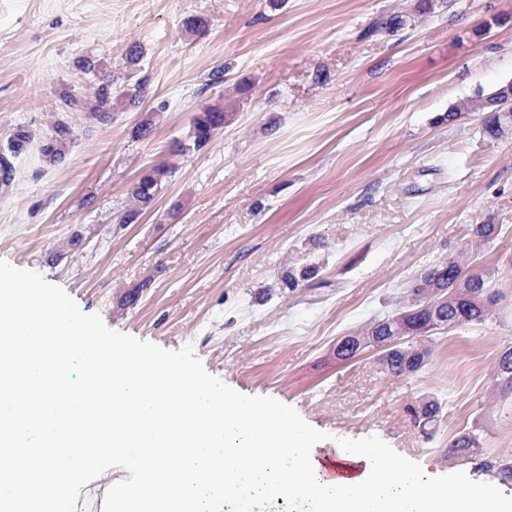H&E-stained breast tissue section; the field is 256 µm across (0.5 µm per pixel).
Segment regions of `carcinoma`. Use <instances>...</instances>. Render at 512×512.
Returning <instances> with one entry per match:
<instances>
[{
    "label": "carcinoma",
    "instance_id": "obj_1",
    "mask_svg": "<svg viewBox=\"0 0 512 512\" xmlns=\"http://www.w3.org/2000/svg\"><path fill=\"white\" fill-rule=\"evenodd\" d=\"M95 111L107 114L112 101V81L108 76L98 77ZM468 112H485L487 136L497 139L512 130V91L506 90L492 98L479 91L461 101L450 112L452 121ZM227 113L219 106H206L191 118L188 143L181 151H199L207 146L216 131L224 127ZM68 131L57 130V136L41 146L42 153L52 159L61 154L62 141ZM170 168L154 166L142 173L131 191L139 206L146 207L154 199L161 184L171 177ZM470 262L460 254L439 259L415 276L405 292L402 305L382 319L370 322L363 330L349 336L358 347L379 349V373L394 379H406L419 374L430 359L432 349L416 342L402 341L405 336H428L439 330L480 326L491 320L501 295L491 289L490 279L469 269ZM498 380L503 389L512 390V346L504 349L497 359ZM440 405L434 398H426L417 418L430 424L437 420ZM477 447V438L464 432L448 443V453L467 454Z\"/></svg>",
    "mask_w": 512,
    "mask_h": 512
}]
</instances>
